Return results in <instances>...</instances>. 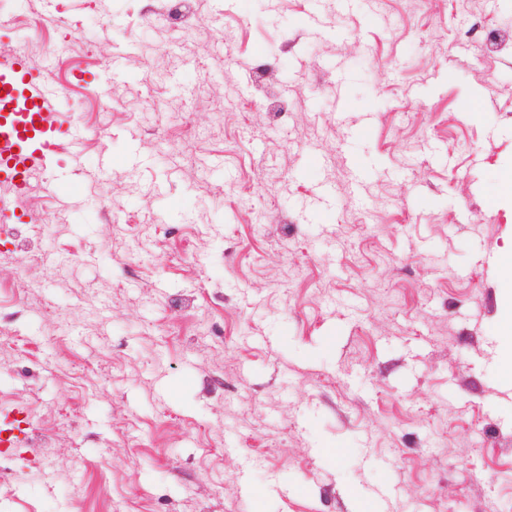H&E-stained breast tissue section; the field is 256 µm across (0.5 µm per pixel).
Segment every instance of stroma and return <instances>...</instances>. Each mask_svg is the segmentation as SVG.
<instances>
[{
  "label": "stroma",
  "mask_w": 512,
  "mask_h": 512,
  "mask_svg": "<svg viewBox=\"0 0 512 512\" xmlns=\"http://www.w3.org/2000/svg\"><path fill=\"white\" fill-rule=\"evenodd\" d=\"M145 5L0 0L81 132L0 223V512H512V0ZM503 305L495 328V366L501 378L512 383V242L498 259Z\"/></svg>",
  "instance_id": "1"
}]
</instances>
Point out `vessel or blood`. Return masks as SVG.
I'll return each mask as SVG.
<instances>
[{
    "label": "vessel or blood",
    "mask_w": 512,
    "mask_h": 512,
    "mask_svg": "<svg viewBox=\"0 0 512 512\" xmlns=\"http://www.w3.org/2000/svg\"><path fill=\"white\" fill-rule=\"evenodd\" d=\"M62 107V97L47 90L23 57L0 58V184L9 188L0 196L1 223H33L22 199L35 176L49 173L56 187L67 186V174L53 164L55 140L67 122Z\"/></svg>",
    "instance_id": "1"
}]
</instances>
